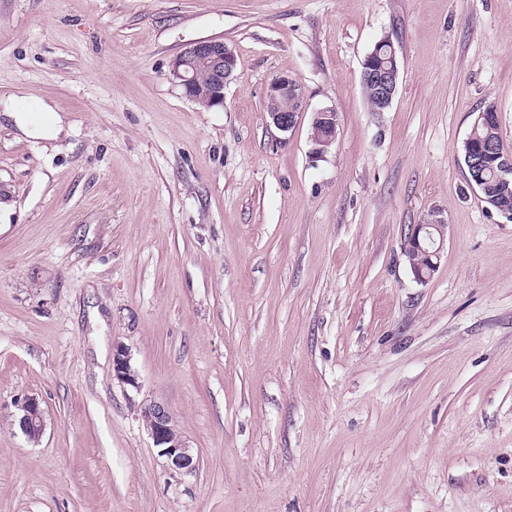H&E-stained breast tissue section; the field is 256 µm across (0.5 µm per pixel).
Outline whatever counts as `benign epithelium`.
<instances>
[{"mask_svg":"<svg viewBox=\"0 0 512 512\" xmlns=\"http://www.w3.org/2000/svg\"><path fill=\"white\" fill-rule=\"evenodd\" d=\"M393 46L390 38L377 42L362 62L361 84L369 90L374 105L371 110L383 112L389 108L399 83V68L395 54L385 55L378 47ZM237 59L227 44L218 40H200L190 44L171 61L170 79L182 87L191 101L207 108L224 106V87L235 77ZM266 113L270 122L281 132L291 131L304 107L299 80L280 75L271 80L266 91ZM336 112L327 109L313 113L311 122L312 154L321 156L336 142ZM463 157L468 170L473 173L470 186L485 192L487 189V158L496 161L494 172L499 181L512 177V153L498 147L494 141L476 148L470 139L463 144ZM447 224L436 212H431L423 224H416L403 244L414 278L425 283L438 270L444 247ZM112 376L120 383L134 389L140 388L139 375L131 364L128 348L122 343L112 345ZM18 415L14 420L19 431L29 440H39L45 430V411L41 401L28 395L16 402ZM141 419L158 454L169 467L191 471L196 466L192 448L177 428L168 407L151 402L141 408Z\"/></svg>","mask_w":512,"mask_h":512,"instance_id":"benign-epithelium-1","label":"benign epithelium"}]
</instances>
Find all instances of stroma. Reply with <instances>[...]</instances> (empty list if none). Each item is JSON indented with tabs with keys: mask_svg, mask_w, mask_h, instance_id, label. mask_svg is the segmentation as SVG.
Here are the masks:
<instances>
[{
	"mask_svg": "<svg viewBox=\"0 0 512 512\" xmlns=\"http://www.w3.org/2000/svg\"><path fill=\"white\" fill-rule=\"evenodd\" d=\"M386 37L400 79L373 112ZM205 38L237 56L220 108L169 77ZM20 93L65 130L0 115V512H512V222L462 157L490 105L512 149V0H0V111ZM433 211L420 283L402 243ZM150 401L195 471L159 456ZM382 45L390 47V55L377 50ZM396 60L393 42L386 37L377 42L362 62L361 85H365L373 97L375 105H370L373 112H384L393 101L400 77ZM266 103L270 122L283 133L291 131L304 107L299 80L288 75L273 78L267 87ZM15 103L26 99L24 96H14ZM12 104L11 109H7L4 115L13 119L16 128L20 134L27 138H41L47 134L57 137L64 131V121L62 116L58 115L48 104L41 101L38 102L41 112L45 113L48 119L47 124L37 123L31 117L21 110L16 104ZM25 108L35 118H42L41 112L38 111L37 105L33 101L25 103ZM336 126L337 119L334 110L327 109L313 113L310 136L313 155L321 157L334 145L337 137ZM446 227L445 220L433 211L424 224L414 225L404 240V254L420 283L427 282L439 268ZM112 376L135 390L140 387L139 375L131 364L130 352L119 342L112 346ZM15 406L18 415L13 425H17L28 440L38 441L45 430V411L41 401L34 395H28L19 399ZM141 419L158 454L165 457L169 467L191 471L196 466L192 448L177 428L168 407L160 402H150L141 408Z\"/></svg>",
	"mask_w": 512,
	"mask_h": 512,
	"instance_id": "1",
	"label": "stroma"
}]
</instances>
